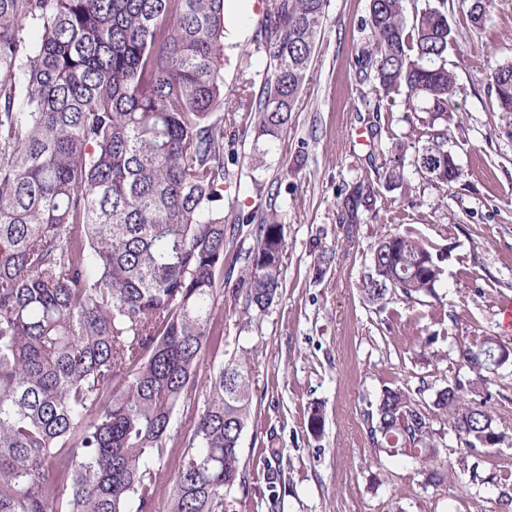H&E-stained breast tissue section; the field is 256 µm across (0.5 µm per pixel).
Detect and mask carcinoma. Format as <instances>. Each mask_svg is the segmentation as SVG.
<instances>
[{"instance_id": "carcinoma-1", "label": "carcinoma", "mask_w": 512, "mask_h": 512, "mask_svg": "<svg viewBox=\"0 0 512 512\" xmlns=\"http://www.w3.org/2000/svg\"><path fill=\"white\" fill-rule=\"evenodd\" d=\"M327 0H267L237 69L235 112H224V0H0V512H156L158 474L175 469L168 512H239L240 441L251 414V360L210 378L183 448L167 447L174 412L203 362L224 268V188L241 138L288 129L322 29ZM483 25L490 0H461ZM368 38L352 61L357 82L388 112L406 91L422 112L415 170L443 187L462 181L448 150L459 33L448 0H369ZM35 30L38 38L29 39ZM267 59L261 81L252 53ZM499 111L512 114V60L488 75ZM370 180L353 184L341 219L375 206ZM256 246L242 257L247 312L279 298L283 227L276 211L238 214ZM448 249L409 232L381 238L364 277L369 301L437 296ZM497 340L457 346L475 376L420 405L384 386L367 412L374 447L443 479L434 417L445 416L456 463L512 445L489 408ZM307 427L324 430L321 407ZM265 481L278 503L281 470ZM499 512H512V472L497 478Z\"/></svg>"}]
</instances>
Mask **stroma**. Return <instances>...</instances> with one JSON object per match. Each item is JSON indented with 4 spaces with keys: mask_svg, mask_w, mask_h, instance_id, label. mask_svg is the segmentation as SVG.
<instances>
[{
    "mask_svg": "<svg viewBox=\"0 0 512 512\" xmlns=\"http://www.w3.org/2000/svg\"><path fill=\"white\" fill-rule=\"evenodd\" d=\"M264 2L245 0L241 15L229 20L226 84L234 82L233 63L248 48ZM367 8V0H328L309 79L265 168H252L253 139L235 147L231 170L241 187L224 193L226 218L265 211L253 184L280 188L274 203L284 226L281 295L267 313L246 312L240 256L256 240L249 228L228 230L224 286L215 296L218 333L208 337L195 386L176 409L174 440L186 436L213 372L247 354L256 368L241 436L240 512H271L264 474L273 462L288 485L281 512H498L496 486L472 484L457 469L429 486L413 459L376 451L366 413L390 382L414 388L427 381L421 400L428 403L449 381L467 377L460 343L494 336L512 347L500 313L512 303V116L493 111L487 80L491 60H512V0H494L478 29L457 0H448L462 36L447 56L457 76L448 147L464 177L447 190L410 164L402 185L384 184L390 155L372 153L371 124L381 125L388 144L412 139L417 122L400 106L379 114L367 108L375 93L352 70ZM364 177L379 192L376 208L361 223H341V191ZM397 231L447 247L437 298L412 306L366 299L373 248ZM324 251L334 255L327 266L318 261ZM314 403L325 420L318 436L307 428Z\"/></svg>",
    "mask_w": 512,
    "mask_h": 512,
    "instance_id": "stroma-1",
    "label": "stroma"
}]
</instances>
